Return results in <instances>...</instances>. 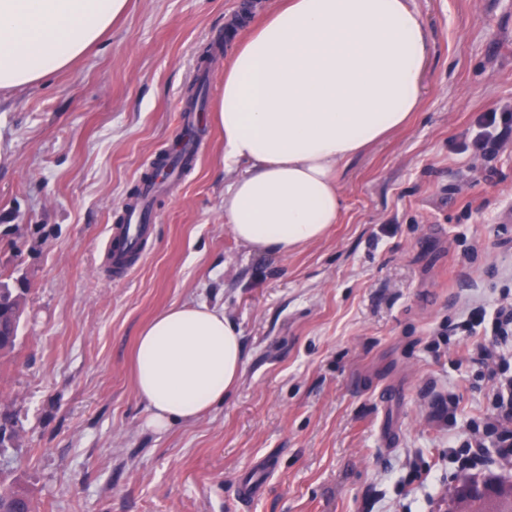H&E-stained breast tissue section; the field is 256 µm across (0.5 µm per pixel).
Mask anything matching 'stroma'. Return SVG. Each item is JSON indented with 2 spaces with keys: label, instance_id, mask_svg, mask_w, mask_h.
<instances>
[{
  "label": "stroma",
  "instance_id": "stroma-1",
  "mask_svg": "<svg viewBox=\"0 0 512 512\" xmlns=\"http://www.w3.org/2000/svg\"><path fill=\"white\" fill-rule=\"evenodd\" d=\"M272 0H130L73 68L0 94V275L28 291L0 351V411L19 436L0 475L39 512H448L462 476L448 440L491 414L461 328L474 300L512 297V143L456 144L512 106V0H411L431 32L408 125L345 163L338 224L287 255L237 241L215 126L197 166L155 205L145 257L121 281L107 237L179 136L188 88L211 97ZM26 230L22 255L12 243ZM223 309L242 336L237 389L159 434L133 387L140 330L172 304ZM459 397L458 425L433 415ZM420 477L401 485L411 467Z\"/></svg>",
  "mask_w": 512,
  "mask_h": 512
}]
</instances>
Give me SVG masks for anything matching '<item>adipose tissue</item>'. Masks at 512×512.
Here are the masks:
<instances>
[{"instance_id": "adipose-tissue-1", "label": "adipose tissue", "mask_w": 512, "mask_h": 512, "mask_svg": "<svg viewBox=\"0 0 512 512\" xmlns=\"http://www.w3.org/2000/svg\"><path fill=\"white\" fill-rule=\"evenodd\" d=\"M129 0H0V92L31 87L96 47ZM431 33L410 0H275L224 68L216 121L236 239L282 255L338 223L344 163L416 112ZM240 331L223 310L174 304L139 333L133 367L146 424L192 423L236 390Z\"/></svg>"}]
</instances>
